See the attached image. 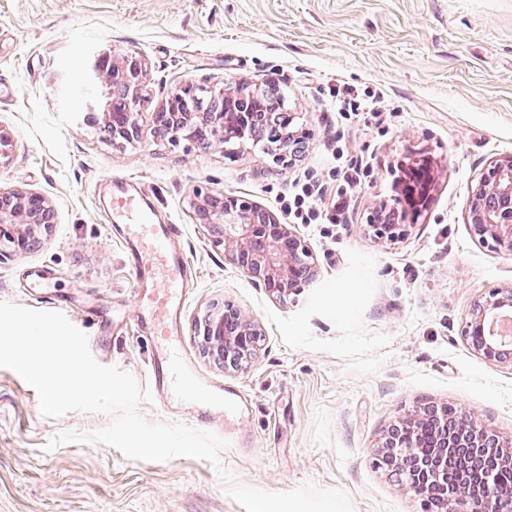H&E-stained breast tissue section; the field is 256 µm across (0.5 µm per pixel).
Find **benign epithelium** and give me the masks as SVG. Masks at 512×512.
I'll use <instances>...</instances> for the list:
<instances>
[{"instance_id": "benign-epithelium-1", "label": "benign epithelium", "mask_w": 512, "mask_h": 512, "mask_svg": "<svg viewBox=\"0 0 512 512\" xmlns=\"http://www.w3.org/2000/svg\"><path fill=\"white\" fill-rule=\"evenodd\" d=\"M95 84L113 92L124 86V98L111 97L99 105L104 129L112 140L131 142L138 138V116L143 102L145 68L134 53L102 55L94 63ZM215 112L192 107L200 99L197 86L186 84L166 102L154 120L180 125L170 141L200 140L212 148L225 147L224 131L237 129L250 135L254 114L248 99L257 96L249 83L241 81L209 90ZM300 138L294 131L282 137L276 162L285 166L299 152ZM417 186L405 198H397L389 209L370 217L368 227L378 239L389 241L407 236L426 208L428 195L422 172L410 167ZM467 224L471 233L494 251L512 255V154L488 162L471 187ZM196 219L209 230L211 243L251 279L280 299H286L317 277L309 246L289 225L257 205L232 196L196 193L192 201ZM54 211L42 195L27 191H0V254L3 249L26 253L36 248L50 232ZM512 309V286L495 287L473 304L462 334L470 349L493 365L512 367V339L493 335L491 322ZM198 336L208 357L224 368L244 370L258 354L260 325L240 310L215 306L197 325ZM396 467L400 484L419 496L433 500L441 512H512V487H503L498 468L512 467V440L479 426L471 415L459 410L448 421V406L408 414L387 431L377 453Z\"/></svg>"}]
</instances>
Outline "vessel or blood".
<instances>
[{"label": "vessel or blood", "instance_id": "1", "mask_svg": "<svg viewBox=\"0 0 512 512\" xmlns=\"http://www.w3.org/2000/svg\"><path fill=\"white\" fill-rule=\"evenodd\" d=\"M112 210L126 226L134 245L131 272L148 289L142 299L154 332V381L165 391H173L191 404L204 401L235 406L234 398L225 397L223 388H206L191 376V366L179 344L170 336L171 323L182 311L193 269L187 257L177 250L179 227L152 223L140 200L127 194L112 198Z\"/></svg>", "mask_w": 512, "mask_h": 512}]
</instances>
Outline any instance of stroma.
<instances>
[{
    "label": "stroma",
    "instance_id": "stroma-1",
    "mask_svg": "<svg viewBox=\"0 0 512 512\" xmlns=\"http://www.w3.org/2000/svg\"><path fill=\"white\" fill-rule=\"evenodd\" d=\"M145 63L140 136L117 144L92 106L103 54ZM245 80L271 90L304 136L293 165L243 141L234 156L154 132V114L185 83ZM380 100L372 123L348 122L336 95ZM0 188L36 192L54 209L40 247L0 255V301L63 313L94 358L150 385L152 329L126 262L111 179L149 199L155 223L182 228L196 279L177 324L194 374L246 396L244 415L193 412L177 395L143 403L151 422L193 423L227 441L236 480L269 492L312 484L345 492L354 512H424L374 463L394 421L449 403L512 438V368L483 361L462 330L488 289L512 284V257L470 232L471 186L512 154V0H0ZM363 172L342 224H298L318 268L281 300L210 243L196 191L271 212L294 181L336 184L335 147ZM430 159L434 179L411 233L369 235L372 211L399 192L402 163ZM226 303L259 322L261 349L244 370L201 351L195 322ZM97 308L88 321L85 312ZM110 416H44L35 391L0 368V512H245L205 460L130 461L108 446H42Z\"/></svg>",
    "mask_w": 512,
    "mask_h": 512
}]
</instances>
